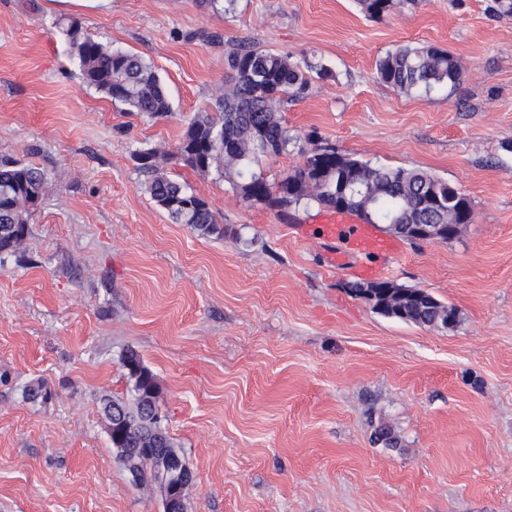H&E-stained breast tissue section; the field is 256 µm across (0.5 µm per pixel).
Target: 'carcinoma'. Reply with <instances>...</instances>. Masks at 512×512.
<instances>
[{"label":"carcinoma","mask_w":512,"mask_h":512,"mask_svg":"<svg viewBox=\"0 0 512 512\" xmlns=\"http://www.w3.org/2000/svg\"><path fill=\"white\" fill-rule=\"evenodd\" d=\"M412 2L356 0L360 12L374 21ZM57 28L85 85L127 112L151 119L171 115L165 82L153 63L103 42L77 19L62 18ZM224 71L226 86L215 110L195 113L173 150L144 148L134 153L146 177L145 192L172 222L216 239L227 232L210 203L174 178L171 167H188L202 176L215 174L248 205L259 203L279 212L312 207L347 212L366 224H381L384 231L407 242L412 241L408 224H462L473 211L466 193L427 170L376 166L338 152L312 134L307 137L309 147L302 150L303 164L270 181L264 159L288 152L293 141L278 107L303 96L313 78L326 79L333 73L320 63L294 61L244 43L224 48ZM376 73L399 94L428 95L455 88L462 80V65L438 46L404 44L377 61ZM50 186L48 174L38 167L0 164V251L11 245L13 236L28 235L34 202ZM395 288L403 292V322L425 326L448 313V305L424 289L400 284ZM122 362L141 369L138 378H130V395L158 389L137 352L128 351ZM373 437L386 448L399 445L398 436L385 424L375 427Z\"/></svg>","instance_id":"cac0c4a2"}]
</instances>
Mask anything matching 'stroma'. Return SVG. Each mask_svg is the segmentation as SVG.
Wrapping results in <instances>:
<instances>
[{"label": "stroma", "instance_id": "stroma-1", "mask_svg": "<svg viewBox=\"0 0 512 512\" xmlns=\"http://www.w3.org/2000/svg\"><path fill=\"white\" fill-rule=\"evenodd\" d=\"M494 0H416L384 20L354 0H0V160L45 168L29 234L0 255V512H162L132 486L101 410L137 350L195 474L187 512H512V16ZM79 19L162 75L170 117L124 112L80 80L56 22ZM223 34L333 72L279 109L375 165L422 168L474 216L452 240L333 267L317 209L245 204L215 176L223 239L173 223L136 150L175 147L224 90ZM412 42L463 65L454 92L404 96L376 62ZM379 276L453 305L438 330L376 313L348 283ZM42 383L47 400L25 391ZM381 420L401 439L372 443Z\"/></svg>", "mask_w": 512, "mask_h": 512}]
</instances>
